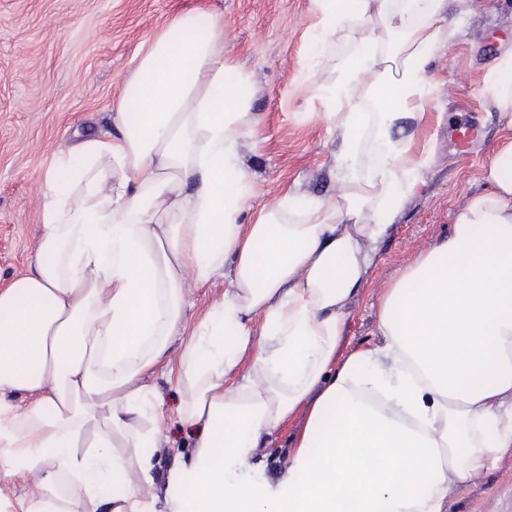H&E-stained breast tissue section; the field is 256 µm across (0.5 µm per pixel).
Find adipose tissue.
Wrapping results in <instances>:
<instances>
[{"instance_id": "1", "label": "adipose tissue", "mask_w": 512, "mask_h": 512, "mask_svg": "<svg viewBox=\"0 0 512 512\" xmlns=\"http://www.w3.org/2000/svg\"><path fill=\"white\" fill-rule=\"evenodd\" d=\"M312 12L317 45L349 44L323 91L337 197L287 193L240 223L249 76L224 55L223 19L200 12L155 36L114 133L46 171L34 262L0 289V512H445L512 448V48L481 77L508 119L483 191L385 289L378 342L346 352L348 307L428 163L401 132L423 121L432 57L472 0ZM219 277L178 375L193 447L158 478L164 412L146 381L189 287ZM298 413L286 470L254 477Z\"/></svg>"}]
</instances>
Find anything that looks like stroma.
<instances>
[{
  "label": "stroma",
  "mask_w": 512,
  "mask_h": 512,
  "mask_svg": "<svg viewBox=\"0 0 512 512\" xmlns=\"http://www.w3.org/2000/svg\"><path fill=\"white\" fill-rule=\"evenodd\" d=\"M459 38L435 53L434 93L413 134L433 155L419 192L380 245L376 274L352 304L351 342H376L379 297L397 272L452 223L504 121L487 110L480 77L512 45V0H476ZM200 10L224 20V51L249 75L255 126L240 149L252 207L275 205L288 189L337 196V133L320 94L336 76L318 57L310 0H0V287L26 271L40 234L42 178L54 155L85 136L111 131L112 116L154 36L178 15ZM477 125L480 140L457 147L449 127ZM183 337L148 380L166 420L164 472L191 445L177 411ZM447 512H512V450L474 481L453 488Z\"/></svg>",
  "instance_id": "stroma-1"
}]
</instances>
